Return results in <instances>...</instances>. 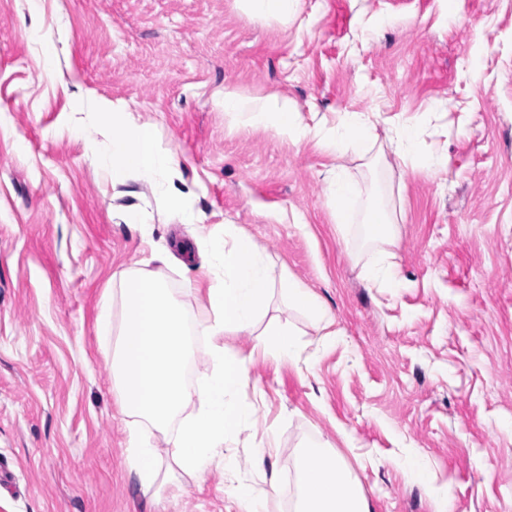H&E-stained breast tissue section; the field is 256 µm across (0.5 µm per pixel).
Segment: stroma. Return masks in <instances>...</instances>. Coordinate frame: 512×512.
<instances>
[{
	"label": "stroma",
	"instance_id": "obj_1",
	"mask_svg": "<svg viewBox=\"0 0 512 512\" xmlns=\"http://www.w3.org/2000/svg\"><path fill=\"white\" fill-rule=\"evenodd\" d=\"M228 90L287 99L317 138L228 129ZM116 105L174 151L199 223L145 182L98 176L88 148L111 147ZM348 112L368 133L330 149ZM402 122L407 162L389 139ZM433 156L447 165L429 176ZM336 166L360 192L343 234ZM375 206L396 212L395 286L360 275ZM129 210L140 223L122 222ZM228 224L273 269L261 325L301 330L300 349L276 361L225 335L249 360L253 420L203 476L164 457L178 490L158 497L124 467L98 307L136 269L203 319V239ZM282 278L324 301L332 335L288 306ZM272 432L277 452L253 467ZM311 441L330 443L372 512H433L441 493L450 512H512V0H298L286 25L240 0H0V512H242L246 493L286 512Z\"/></svg>",
	"mask_w": 512,
	"mask_h": 512
}]
</instances>
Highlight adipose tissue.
<instances>
[{"label":"adipose tissue","mask_w":512,"mask_h":512,"mask_svg":"<svg viewBox=\"0 0 512 512\" xmlns=\"http://www.w3.org/2000/svg\"><path fill=\"white\" fill-rule=\"evenodd\" d=\"M224 117L229 127L247 123L262 126L274 136L299 144L315 131L287 101L270 96L245 98L224 93ZM98 171L121 182L135 176L169 192L171 205L183 223H199V216L175 193L177 161L159 142L153 125L133 113L112 115V147L94 154ZM364 235L377 251L364 265L363 275L375 284L398 279L386 249L395 243L393 219L385 209H370ZM210 274L207 292L210 317L190 324L183 304L159 278L137 271L124 275L119 288L103 296L96 318L98 338L112 349V379L117 402L128 419L126 467L144 489H162L155 435L171 438L176 466L189 474H204L226 440L245 428L252 408L239 396L248 360L228 354L223 339L229 333H258L257 346L277 360H293L299 344L293 327L271 325L257 331L273 281L263 248L249 238L235 236L225 226L223 237H208ZM208 339L206 368L197 387H189L185 371L194 355L193 335ZM190 415H183L186 406ZM297 512H371L348 466L327 443L313 442L296 455Z\"/></svg>","instance_id":"1"}]
</instances>
